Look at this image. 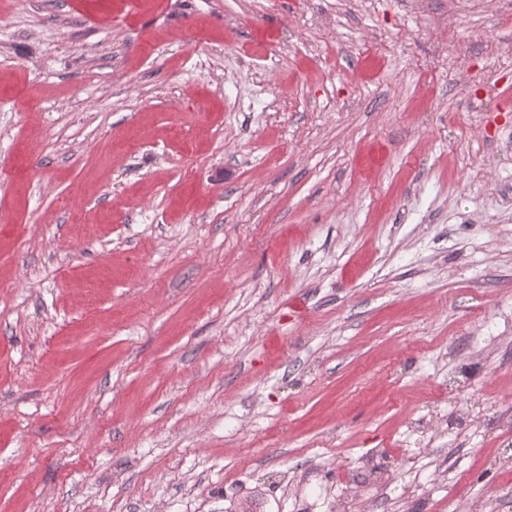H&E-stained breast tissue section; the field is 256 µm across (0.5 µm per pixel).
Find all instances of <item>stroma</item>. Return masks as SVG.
<instances>
[{"instance_id": "stroma-1", "label": "stroma", "mask_w": 512, "mask_h": 512, "mask_svg": "<svg viewBox=\"0 0 512 512\" xmlns=\"http://www.w3.org/2000/svg\"><path fill=\"white\" fill-rule=\"evenodd\" d=\"M512 0H0V512H512Z\"/></svg>"}]
</instances>
